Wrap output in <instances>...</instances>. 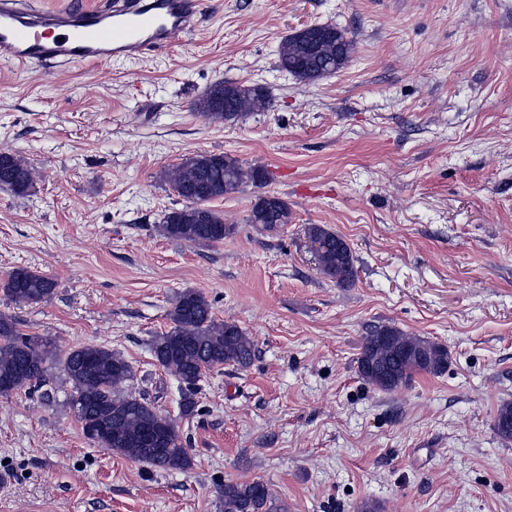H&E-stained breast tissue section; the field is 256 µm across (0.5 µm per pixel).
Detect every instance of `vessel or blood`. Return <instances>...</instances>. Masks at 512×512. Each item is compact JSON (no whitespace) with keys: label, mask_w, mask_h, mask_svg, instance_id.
Here are the masks:
<instances>
[{"label":"vessel or blood","mask_w":512,"mask_h":512,"mask_svg":"<svg viewBox=\"0 0 512 512\" xmlns=\"http://www.w3.org/2000/svg\"><path fill=\"white\" fill-rule=\"evenodd\" d=\"M203 6V0H101L91 8L0 0V53L44 69L136 60L194 33Z\"/></svg>","instance_id":"1"}]
</instances>
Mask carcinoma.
I'll return each mask as SVG.
<instances>
[{
	"label": "carcinoma",
	"mask_w": 512,
	"mask_h": 512,
	"mask_svg": "<svg viewBox=\"0 0 512 512\" xmlns=\"http://www.w3.org/2000/svg\"><path fill=\"white\" fill-rule=\"evenodd\" d=\"M316 33L340 41L337 51L317 57L301 45L302 34L286 37L279 45V66L305 83H314L342 69L348 59V32L335 25L320 24ZM238 92L234 111H224V82L212 85L194 102V108L213 120L236 123L255 112L270 108L271 100L263 87L232 82ZM162 180L183 201L180 208L163 214L162 235L190 244H214L224 240L232 227L210 202L234 194L243 185L267 184L266 168L249 169L222 153H197L163 170ZM0 186L16 194H26L34 186V173L21 159L0 153ZM290 220L288 203L267 194L258 196L247 221L260 232H272ZM308 236L319 244L318 269L336 285L353 284L357 277L351 248L341 236L320 224H310ZM55 282L27 268H17L0 280V291L10 302L36 305L54 294ZM170 327L155 337L152 351L158 364L173 374L182 390L183 415L194 413L195 394L205 373L215 367L233 365L247 368L255 357L253 341L235 323L218 321L211 305L199 292L187 289L175 298L168 312ZM358 373L369 385L394 390L411 383L417 374L438 375L448 368V350L401 329L373 326L364 336ZM61 365L71 392L66 396L69 409L80 423L83 434L97 430L95 443L129 460L147 463L162 470H186L191 466L188 449L180 442L174 423L158 413L144 397L126 393L122 387L134 378L130 364L111 349L84 345L58 357L50 337L19 332L12 316L0 313V379L12 382L16 392H37L46 401L54 399L50 385L53 366ZM495 430L512 439V405L498 409ZM224 512H285L261 481L226 482L222 490Z\"/></svg>",
	"instance_id": "carcinoma-1"
}]
</instances>
